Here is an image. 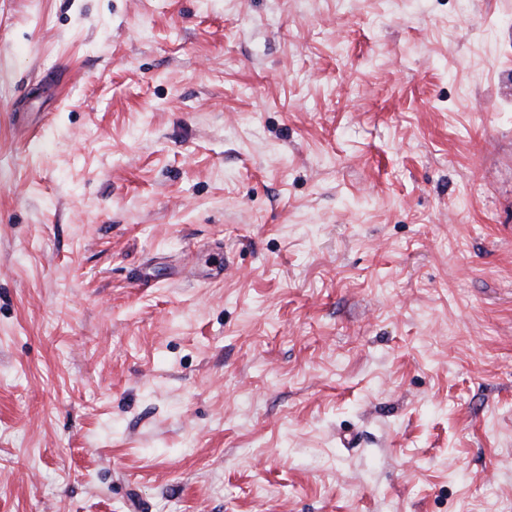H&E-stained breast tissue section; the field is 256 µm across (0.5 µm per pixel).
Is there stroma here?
<instances>
[{"label":"stroma","mask_w":512,"mask_h":512,"mask_svg":"<svg viewBox=\"0 0 512 512\" xmlns=\"http://www.w3.org/2000/svg\"><path fill=\"white\" fill-rule=\"evenodd\" d=\"M0 512H512V0H0Z\"/></svg>","instance_id":"1"}]
</instances>
